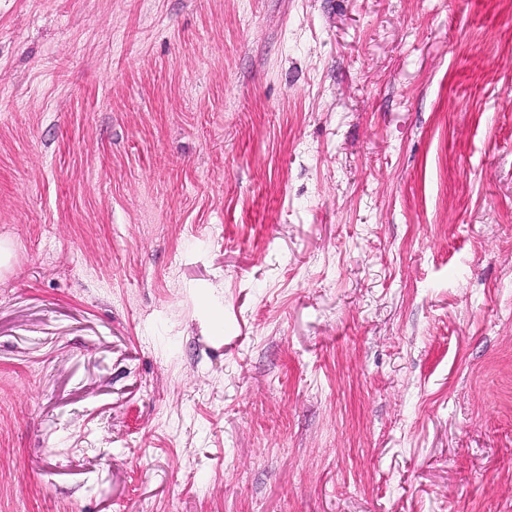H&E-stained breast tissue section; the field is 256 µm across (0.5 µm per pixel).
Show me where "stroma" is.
I'll return each mask as SVG.
<instances>
[{"instance_id": "35a3bbf8", "label": "stroma", "mask_w": 512, "mask_h": 512, "mask_svg": "<svg viewBox=\"0 0 512 512\" xmlns=\"http://www.w3.org/2000/svg\"><path fill=\"white\" fill-rule=\"evenodd\" d=\"M0 512H512V0H0Z\"/></svg>"}]
</instances>
